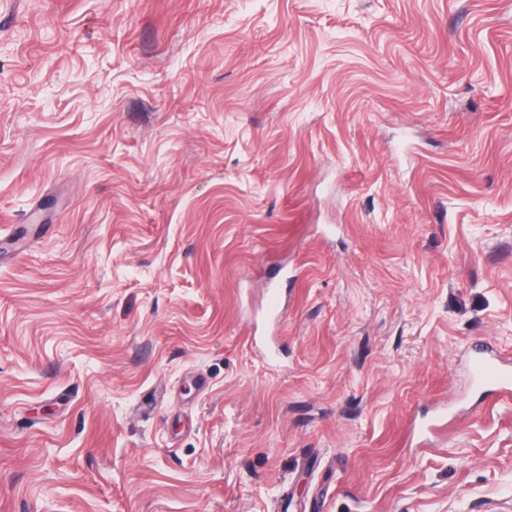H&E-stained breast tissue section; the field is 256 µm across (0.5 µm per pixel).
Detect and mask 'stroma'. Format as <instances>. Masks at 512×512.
<instances>
[{"instance_id": "obj_1", "label": "stroma", "mask_w": 512, "mask_h": 512, "mask_svg": "<svg viewBox=\"0 0 512 512\" xmlns=\"http://www.w3.org/2000/svg\"><path fill=\"white\" fill-rule=\"evenodd\" d=\"M479 343L512 0H0V512H512Z\"/></svg>"}]
</instances>
